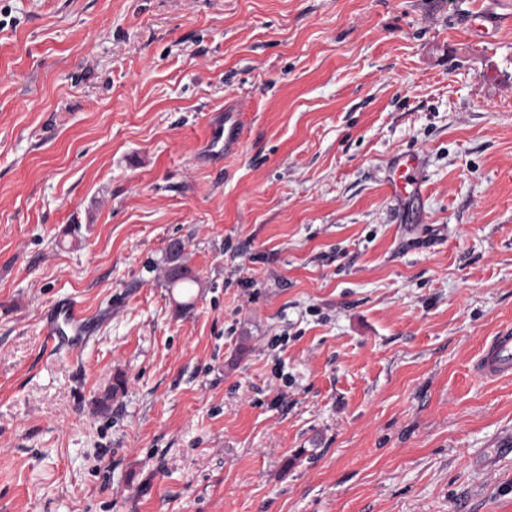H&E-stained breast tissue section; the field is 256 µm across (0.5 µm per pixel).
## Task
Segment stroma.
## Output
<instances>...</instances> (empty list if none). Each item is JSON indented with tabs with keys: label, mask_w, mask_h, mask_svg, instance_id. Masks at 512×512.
Returning a JSON list of instances; mask_svg holds the SVG:
<instances>
[{
	"label": "stroma",
	"mask_w": 512,
	"mask_h": 512,
	"mask_svg": "<svg viewBox=\"0 0 512 512\" xmlns=\"http://www.w3.org/2000/svg\"><path fill=\"white\" fill-rule=\"evenodd\" d=\"M491 11L0 0V512H512V377L473 372L512 328ZM63 302L91 328L52 350ZM423 163V158L417 154H403L398 157L388 182L391 194L399 198L418 195L421 186L418 173ZM184 246L180 239H172L167 245L165 263L168 266L167 280L170 285H181L183 288H194L199 280L191 269L183 263Z\"/></svg>",
	"instance_id": "stroma-1"
}]
</instances>
